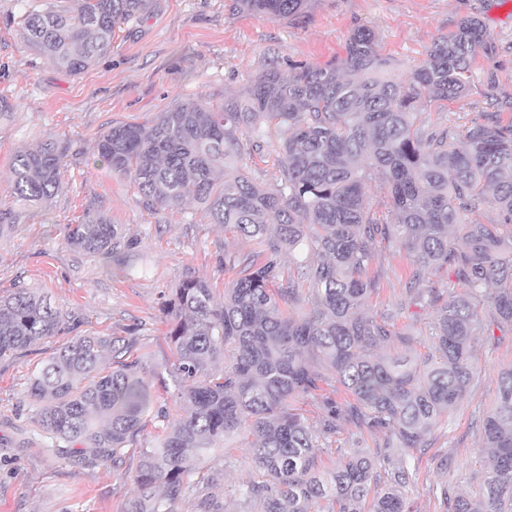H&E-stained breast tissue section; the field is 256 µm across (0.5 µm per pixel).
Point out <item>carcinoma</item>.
Wrapping results in <instances>:
<instances>
[{
  "instance_id": "cac0c4a2",
  "label": "carcinoma",
  "mask_w": 512,
  "mask_h": 512,
  "mask_svg": "<svg viewBox=\"0 0 512 512\" xmlns=\"http://www.w3.org/2000/svg\"><path fill=\"white\" fill-rule=\"evenodd\" d=\"M243 10L287 19L310 0H237ZM153 0H80L67 11L47 0L28 4L24 37L70 76L110 52L116 30L148 14ZM480 20L465 18L435 41L406 79L395 77L374 33L354 31L345 55L320 65L272 60L245 91L214 106L185 100L146 128L125 123L100 136L99 155L128 179L151 209H204L253 241L248 253H224L236 274L215 299L212 285L185 278L165 300L173 361L163 373L137 354V339L78 336L29 379L42 403L31 422L46 450L85 465L108 466L139 448L138 494L126 512H174L197 495L196 512H223L198 489L215 449L244 435L254 473L238 485L251 512H408L407 467L429 446L481 371L474 338L512 331V122L486 112L459 135L418 121L419 104L462 96L484 47ZM273 130L279 176L254 183L243 157L262 155ZM64 150L53 142L18 151L9 182L16 208L0 210V233L59 190ZM377 181L388 200L379 214L366 188ZM491 224L461 222L486 208ZM411 259L407 296L436 310L425 354L398 347L421 342L394 315L366 310L376 282L368 276L377 239ZM65 241L125 261L133 243L98 210L66 225ZM292 259L283 267L281 257ZM451 272L462 285L443 297L428 273ZM68 330L43 294L21 288L0 297V361ZM178 407L171 415L145 374ZM344 395V402L336 395ZM320 402L312 421L291 405ZM160 423L141 443L146 417ZM381 435L373 448H338L322 467L339 422ZM490 471L477 497L441 489L443 512H512V367L499 374L495 408L482 423Z\"/></svg>"
}]
</instances>
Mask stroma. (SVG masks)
Returning a JSON list of instances; mask_svg holds the SVG:
<instances>
[{
    "instance_id": "1",
    "label": "stroma",
    "mask_w": 512,
    "mask_h": 512,
    "mask_svg": "<svg viewBox=\"0 0 512 512\" xmlns=\"http://www.w3.org/2000/svg\"><path fill=\"white\" fill-rule=\"evenodd\" d=\"M25 9L26 0H0V209L13 205L8 175L18 150L57 142L65 149L64 177L56 195L0 234V297L40 289L67 316L69 329L0 362V512H125L136 494L137 450L110 467H83L46 453L30 422L37 408L27 392L30 373L64 343L89 333H137L143 357L163 365L170 355L165 293L188 276L224 290L234 274L219 266V255L253 244L197 209H146L136 188L107 169L97 151L100 135L123 123L150 124L183 100L221 104L260 76L275 53L294 63L326 64L343 55L347 38L362 26L403 78L437 38L475 17L486 29V49L475 60L469 90L442 111L425 109L432 121L460 132L512 97V0H311L285 20L251 15L237 0H158L148 15L122 26L110 54L78 76L30 48L21 34ZM500 113L512 119V108ZM90 209L105 213L134 242L130 261L111 262L66 244V225L80 223ZM410 268L406 254L376 244L369 274L377 291L368 309L393 311L397 328L418 333L431 313L405 297ZM475 348L481 372L431 447L410 462L412 512H440L437 488L471 494L485 477L478 422L496 404L501 369L512 366V335L493 343L477 338ZM208 466L224 512H246L237 488L252 466L241 442H227Z\"/></svg>"
}]
</instances>
